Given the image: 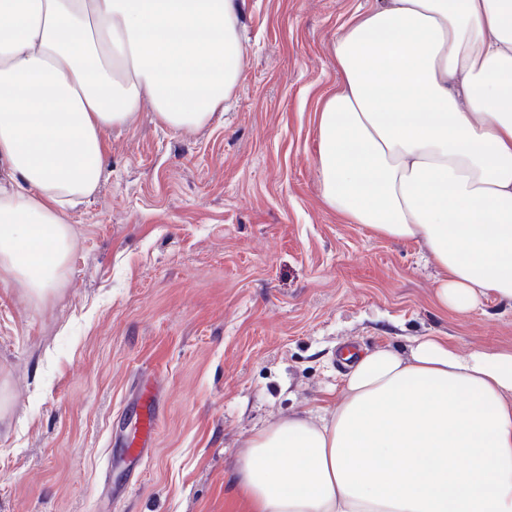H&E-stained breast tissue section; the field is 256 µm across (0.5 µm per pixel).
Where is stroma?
I'll return each mask as SVG.
<instances>
[{"label": "stroma", "mask_w": 512, "mask_h": 512, "mask_svg": "<svg viewBox=\"0 0 512 512\" xmlns=\"http://www.w3.org/2000/svg\"><path fill=\"white\" fill-rule=\"evenodd\" d=\"M372 0H245V66L204 127L150 104L104 135L98 189L65 213L59 289L0 282V512H243L242 441L335 398L341 348L445 336L512 348V305L441 310L412 241L348 224L319 193L318 104L333 44ZM163 403L129 492L113 487L144 391Z\"/></svg>", "instance_id": "obj_1"}]
</instances>
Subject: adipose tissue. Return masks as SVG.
<instances>
[{
	"label": "adipose tissue",
	"mask_w": 512,
	"mask_h": 512,
	"mask_svg": "<svg viewBox=\"0 0 512 512\" xmlns=\"http://www.w3.org/2000/svg\"><path fill=\"white\" fill-rule=\"evenodd\" d=\"M0 27V281L46 299L97 189L102 135L149 103L205 126L244 67L243 0H25ZM319 191L413 241L438 306L512 302V0H374L333 47ZM249 512H512V349L444 336L357 354L335 402L252 433Z\"/></svg>",
	"instance_id": "obj_1"
}]
</instances>
